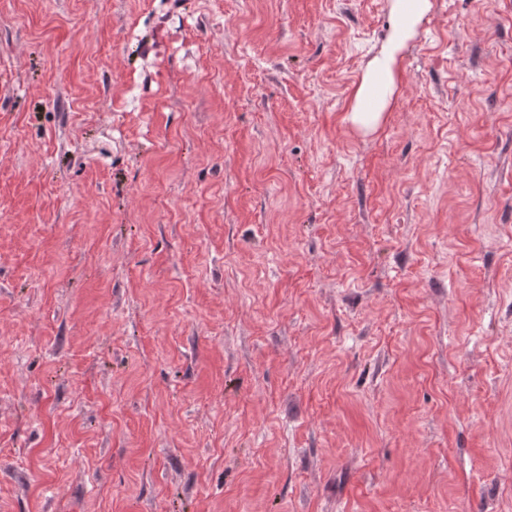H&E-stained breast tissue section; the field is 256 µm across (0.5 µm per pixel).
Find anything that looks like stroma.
Returning <instances> with one entry per match:
<instances>
[{"label": "stroma", "instance_id": "1", "mask_svg": "<svg viewBox=\"0 0 512 512\" xmlns=\"http://www.w3.org/2000/svg\"><path fill=\"white\" fill-rule=\"evenodd\" d=\"M0 0V512H512V0ZM430 10L431 0L390 1L388 37L367 63L346 115L354 129L367 134L382 125L399 90L402 53Z\"/></svg>", "mask_w": 512, "mask_h": 512}]
</instances>
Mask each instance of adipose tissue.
<instances>
[{
    "label": "adipose tissue",
    "instance_id": "ef3b65f1",
    "mask_svg": "<svg viewBox=\"0 0 512 512\" xmlns=\"http://www.w3.org/2000/svg\"><path fill=\"white\" fill-rule=\"evenodd\" d=\"M430 10L431 0H390L388 37L367 63L346 115L354 129L367 134L382 125L399 90L402 53Z\"/></svg>",
    "mask_w": 512,
    "mask_h": 512
}]
</instances>
